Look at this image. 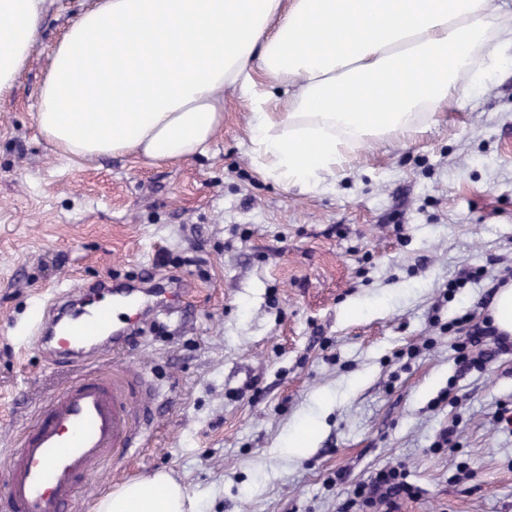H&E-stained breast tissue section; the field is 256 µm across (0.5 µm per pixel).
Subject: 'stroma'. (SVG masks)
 <instances>
[{
    "label": "stroma",
    "instance_id": "1",
    "mask_svg": "<svg viewBox=\"0 0 512 512\" xmlns=\"http://www.w3.org/2000/svg\"><path fill=\"white\" fill-rule=\"evenodd\" d=\"M91 0H46L38 43L0 99V464L40 406L78 377L23 344L54 294L108 282L142 306L182 292L111 365L159 390L133 460L94 473L78 503L165 471L203 512H338L356 484L400 466L420 494L397 512H512V349L484 342L461 369L471 312L489 317L512 269V70L441 106L413 140L363 150L325 188L254 169L249 107L224 97L206 154L76 164L35 112L54 43ZM483 278L445 301L448 281ZM358 315H350V308ZM306 453L281 449L301 422ZM455 447L436 448L445 428Z\"/></svg>",
    "mask_w": 512,
    "mask_h": 512
}]
</instances>
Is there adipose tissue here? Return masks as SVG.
<instances>
[{
	"label": "adipose tissue",
	"mask_w": 512,
	"mask_h": 512,
	"mask_svg": "<svg viewBox=\"0 0 512 512\" xmlns=\"http://www.w3.org/2000/svg\"><path fill=\"white\" fill-rule=\"evenodd\" d=\"M45 0H0V98L38 41ZM512 64V11L490 0H93L54 45L35 114L66 158L206 153L224 94L250 109L255 165L315 190L361 150L413 137ZM95 512H200L168 473Z\"/></svg>",
	"instance_id": "adipose-tissue-1"
}]
</instances>
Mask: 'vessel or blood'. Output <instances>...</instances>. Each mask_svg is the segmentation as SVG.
I'll return each mask as SVG.
<instances>
[{"mask_svg":"<svg viewBox=\"0 0 512 512\" xmlns=\"http://www.w3.org/2000/svg\"><path fill=\"white\" fill-rule=\"evenodd\" d=\"M131 300L82 299L51 332L30 336L67 361L92 363L105 346L100 331L117 311H135ZM144 376L109 378L83 374L54 394L27 427L0 472V506L6 512H65L75 492L106 461L135 447V424L151 426L153 397Z\"/></svg>","mask_w":512,"mask_h":512,"instance_id":"obj_1","label":"vessel or blood"}]
</instances>
